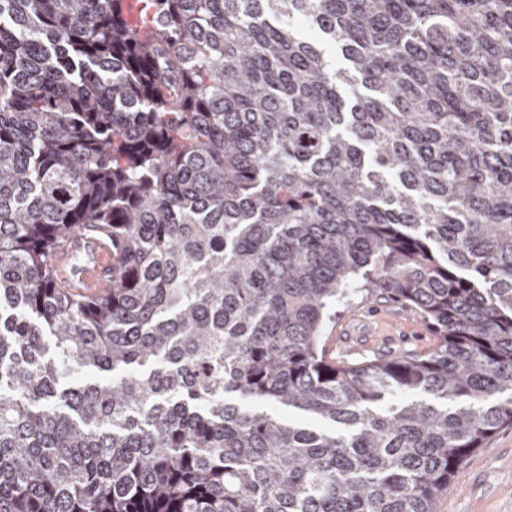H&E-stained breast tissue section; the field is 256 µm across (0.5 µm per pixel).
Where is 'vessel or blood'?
I'll return each instance as SVG.
<instances>
[{"mask_svg": "<svg viewBox=\"0 0 512 512\" xmlns=\"http://www.w3.org/2000/svg\"><path fill=\"white\" fill-rule=\"evenodd\" d=\"M78 252L85 257L84 263L80 265L73 262ZM54 264L60 278L81 294L98 296L112 286V248L107 242L77 238L72 245L58 252Z\"/></svg>", "mask_w": 512, "mask_h": 512, "instance_id": "obj_1", "label": "vessel or blood"}]
</instances>
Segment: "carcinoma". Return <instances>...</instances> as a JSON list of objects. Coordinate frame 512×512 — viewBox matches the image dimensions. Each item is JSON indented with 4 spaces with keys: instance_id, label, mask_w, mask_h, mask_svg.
<instances>
[{
    "instance_id": "1",
    "label": "carcinoma",
    "mask_w": 512,
    "mask_h": 512,
    "mask_svg": "<svg viewBox=\"0 0 512 512\" xmlns=\"http://www.w3.org/2000/svg\"><path fill=\"white\" fill-rule=\"evenodd\" d=\"M135 2L0 0V512H436L512 427V0ZM356 276L436 348L326 357ZM75 251H81L85 261L81 265L73 263ZM55 268L62 280L77 292L98 296L112 287V247L102 240L80 236L72 245L57 253Z\"/></svg>"
}]
</instances>
